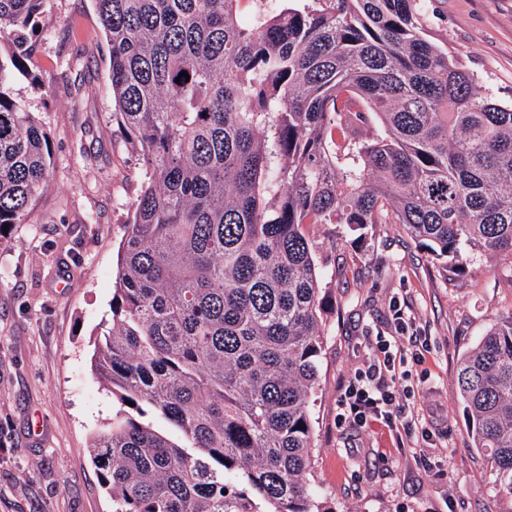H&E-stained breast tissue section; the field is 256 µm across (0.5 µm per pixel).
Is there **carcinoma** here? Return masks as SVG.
<instances>
[{"label": "carcinoma", "instance_id": "obj_1", "mask_svg": "<svg viewBox=\"0 0 512 512\" xmlns=\"http://www.w3.org/2000/svg\"><path fill=\"white\" fill-rule=\"evenodd\" d=\"M240 2L95 0L112 121L144 170L93 358L118 399L89 446L112 512H325L306 225L403 224L457 274L467 251L512 258V108L425 37L419 0ZM47 4L0 0V236L51 175L8 87ZM457 387L512 491V313Z\"/></svg>", "mask_w": 512, "mask_h": 512}]
</instances>
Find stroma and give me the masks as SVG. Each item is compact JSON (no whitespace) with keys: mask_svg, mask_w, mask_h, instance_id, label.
I'll return each mask as SVG.
<instances>
[{"mask_svg":"<svg viewBox=\"0 0 512 512\" xmlns=\"http://www.w3.org/2000/svg\"><path fill=\"white\" fill-rule=\"evenodd\" d=\"M421 22L484 97L512 106V0H424ZM108 53L93 0H50L30 75L12 82L49 135L52 174L25 223L0 237V512H112L88 444L117 403L92 358L143 175L112 121ZM307 232L328 270L313 406L319 501L333 512H512L457 388L461 357L512 312V260L469 253L458 276L400 224ZM395 300L425 343L414 419L362 428L338 404L365 339L393 333Z\"/></svg>","mask_w":512,"mask_h":512,"instance_id":"obj_1","label":"stroma"}]
</instances>
